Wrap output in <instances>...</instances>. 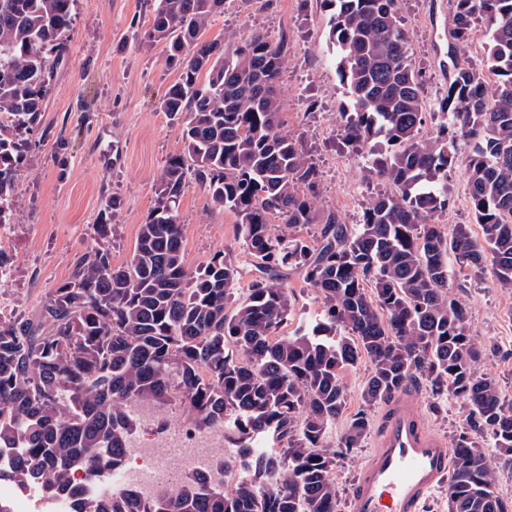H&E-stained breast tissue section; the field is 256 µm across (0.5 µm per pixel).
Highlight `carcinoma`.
Segmentation results:
<instances>
[{
  "instance_id": "obj_1",
  "label": "carcinoma",
  "mask_w": 512,
  "mask_h": 512,
  "mask_svg": "<svg viewBox=\"0 0 512 512\" xmlns=\"http://www.w3.org/2000/svg\"><path fill=\"white\" fill-rule=\"evenodd\" d=\"M73 2L0 0V218L15 207L28 153L19 133L39 124ZM327 2L348 94L344 144L367 150L369 179L391 191L370 198L356 224L319 209V169L302 136L282 132L286 40L255 31L229 49L202 39L224 0H150L140 43L163 45L179 70L159 109L181 126L183 149L161 169L126 264L87 251L33 317L0 318V448L24 449L0 478L69 496L73 512H337L336 453L325 443L345 417L342 375L364 360L369 406L420 378L468 408L448 512H505L495 473L512 467V404L476 371L485 349L452 293V266L512 290V0H451L454 47L473 40L476 19L487 22V67L450 54L431 139L421 135L423 75L398 0ZM464 140L473 142L464 174L479 237L469 224L438 221ZM194 184L237 217L259 272L244 296L239 265L223 254L194 274L185 266L178 203ZM282 224L318 231L288 237ZM290 270L318 292L322 312L280 335L293 316ZM176 392L195 428L222 426L236 440L232 492L200 481L150 501L84 497L71 474L94 477L125 453L128 403L163 404ZM369 426L363 411L348 417L339 453L359 447ZM270 439L279 448L268 453Z\"/></svg>"
}]
</instances>
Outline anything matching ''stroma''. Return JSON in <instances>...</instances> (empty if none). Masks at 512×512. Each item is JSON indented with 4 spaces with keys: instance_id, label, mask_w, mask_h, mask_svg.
<instances>
[{
    "instance_id": "stroma-1",
    "label": "stroma",
    "mask_w": 512,
    "mask_h": 512,
    "mask_svg": "<svg viewBox=\"0 0 512 512\" xmlns=\"http://www.w3.org/2000/svg\"><path fill=\"white\" fill-rule=\"evenodd\" d=\"M416 63L425 72L424 96L437 103L448 90V0H400ZM333 12L325 0H224L203 37L242 43L253 30L284 37L293 59L281 72L278 88L284 105V130L301 135L320 171L317 204L341 221L357 223L366 200L383 186L369 180L364 158L340 142V117L347 93L328 39ZM64 64L53 75L40 124L24 132L29 152L15 180L13 221L0 251L11 264L7 291L18 314L28 316L53 288L71 274L89 249L108 252L113 265L132 254L138 229L155 203L153 185L168 155L183 148L181 132L158 103L178 73L164 62L161 47L138 46L132 35L149 25L147 0H75ZM122 200L120 210L103 215L108 197ZM178 213L184 227L185 265L202 269L217 253L240 267V288L254 270L237 235L236 217L211 201L200 187L182 196ZM106 234H99L100 221ZM288 289L294 315L282 333L321 312L316 291L298 274ZM453 292L466 307L473 339L488 350L479 373L494 378L505 402L512 403V291L498 288L490 274L455 269ZM429 427L456 441L467 429V408L433 396L418 385ZM374 443L338 457L334 469L338 512H348L352 483Z\"/></svg>"
}]
</instances>
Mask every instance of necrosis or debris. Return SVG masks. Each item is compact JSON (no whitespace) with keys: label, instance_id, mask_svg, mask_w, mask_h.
Returning <instances> with one entry per match:
<instances>
[{"label":"necrosis or debris","instance_id":"obj_1","mask_svg":"<svg viewBox=\"0 0 512 512\" xmlns=\"http://www.w3.org/2000/svg\"><path fill=\"white\" fill-rule=\"evenodd\" d=\"M129 412L140 422L141 431L128 438L123 470L116 482L118 488L151 500L172 491L176 483L200 477L223 486L224 467L215 458L216 449L224 445L223 428L191 433L178 426L157 436L150 428L151 408L133 406Z\"/></svg>","mask_w":512,"mask_h":512}]
</instances>
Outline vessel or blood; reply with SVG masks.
Wrapping results in <instances>:
<instances>
[{
    "mask_svg": "<svg viewBox=\"0 0 512 512\" xmlns=\"http://www.w3.org/2000/svg\"><path fill=\"white\" fill-rule=\"evenodd\" d=\"M452 450L427 425L417 398L401 390L378 418L374 448L348 498L349 512H422L448 478Z\"/></svg>",
    "mask_w": 512,
    "mask_h": 512,
    "instance_id": "vessel-or-blood-1",
    "label": "vessel or blood"
}]
</instances>
